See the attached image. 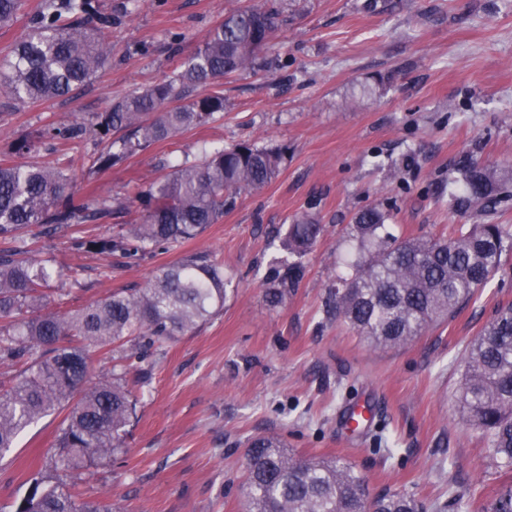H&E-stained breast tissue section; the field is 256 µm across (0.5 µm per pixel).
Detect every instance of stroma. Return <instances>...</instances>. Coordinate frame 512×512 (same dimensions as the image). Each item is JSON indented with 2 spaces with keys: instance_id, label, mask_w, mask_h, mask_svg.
Returning a JSON list of instances; mask_svg holds the SVG:
<instances>
[{
  "instance_id": "35a3bbf8",
  "label": "stroma",
  "mask_w": 512,
  "mask_h": 512,
  "mask_svg": "<svg viewBox=\"0 0 512 512\" xmlns=\"http://www.w3.org/2000/svg\"><path fill=\"white\" fill-rule=\"evenodd\" d=\"M127 2L99 0L112 15V59L79 94L30 106L0 96V155L46 123L105 111L169 79L225 11L272 5L286 22L251 69L225 79L222 117L105 171L90 167L92 141L66 153L76 192L119 198L205 142L278 146L285 159L261 191L166 251L107 258L73 246L116 235L117 217L52 236L26 228L33 254L83 284L54 295L47 309L59 314L145 286L192 253L209 254L233 279L223 311L128 374L137 408L125 453L62 473L63 482L112 512H243L246 442L274 434L297 456L350 461L370 493L405 492L427 512H454L457 494L482 506L512 485L458 405L472 343L512 304V253L476 301L400 346L368 344L325 307L355 256L347 231L357 212L389 210L399 238L448 237L475 221L448 205L457 163L512 169V0H139L133 11ZM302 215L324 232L301 258L295 291L268 305L265 278ZM364 400L371 422L356 433L345 416ZM61 420L34 423L0 459V512L49 467Z\"/></svg>"
}]
</instances>
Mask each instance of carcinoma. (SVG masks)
Listing matches in <instances>:
<instances>
[{
  "instance_id": "cac0c4a2",
  "label": "carcinoma",
  "mask_w": 512,
  "mask_h": 512,
  "mask_svg": "<svg viewBox=\"0 0 512 512\" xmlns=\"http://www.w3.org/2000/svg\"><path fill=\"white\" fill-rule=\"evenodd\" d=\"M21 7L22 0H0V25L11 23ZM280 23L274 7L229 10L175 76L116 99L104 112L23 135L12 144V153L31 155L43 139L66 145L92 133L99 149L91 167L99 170L206 125L224 111V78L251 67ZM110 27L112 14L100 11L94 0H43L10 57L0 63V92L30 105L73 95L109 63L104 30ZM203 86L211 91L194 94ZM203 153L198 161L184 157L169 176L151 182L128 205L75 194L63 162L54 167L0 162V239L9 243L0 248V363L30 361L0 395V455L14 447L28 425L68 410L51 470L30 476L29 490L14 512H106L96 502L77 501L56 476L123 454L136 414L137 400L123 374L114 371L110 380H93L87 346L125 342L141 359L155 345L219 313L230 284L224 266L207 254H192L143 288L122 289L64 316L46 313L54 263L30 255L22 231L38 225L55 234L126 214L119 239L78 238L75 245L105 257L167 249L201 235L242 193L263 189L283 161L275 146L237 144ZM457 171L460 182L448 189L454 206L473 209L482 220L460 235L395 240L387 232L388 214L379 207L360 211L350 225L358 258L329 288L327 314L373 346L404 344L454 316L512 251V231L495 222L498 209L512 199V177L474 159L462 161ZM321 231L309 218L295 220L284 250L309 248ZM303 275L301 262L282 259L269 271L272 287L266 297L283 301ZM458 400L471 424L486 435L497 467L511 471L512 306L497 311L472 345ZM243 490L244 512H425L406 494L370 495L351 462L297 457L274 435L248 440ZM484 512H512V487Z\"/></svg>"
}]
</instances>
